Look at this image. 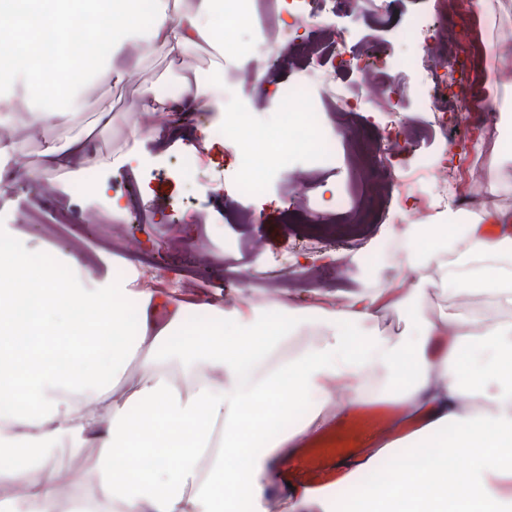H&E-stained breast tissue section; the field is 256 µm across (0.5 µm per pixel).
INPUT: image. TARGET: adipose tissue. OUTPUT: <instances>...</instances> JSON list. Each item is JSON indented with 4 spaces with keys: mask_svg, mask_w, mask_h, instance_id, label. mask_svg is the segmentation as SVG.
<instances>
[{
    "mask_svg": "<svg viewBox=\"0 0 512 512\" xmlns=\"http://www.w3.org/2000/svg\"><path fill=\"white\" fill-rule=\"evenodd\" d=\"M140 0H0V124L11 120L18 82L35 89L25 112L33 129L68 128L64 144L46 142L27 167L80 172L86 150L83 90L42 71L40 39L64 44L78 18L109 19L102 51L85 70L114 84L132 70L128 43L142 55L178 56L224 32V0H190L175 16L138 23ZM153 112L224 109V89L185 78L178 98L146 93ZM410 287L392 281L348 294L322 310L317 342L285 352L281 343L304 325L299 306L236 314L230 336L180 343L187 309L176 297L137 292L119 301L120 280L84 288L31 264L0 235V487L32 485L25 496L1 495L0 512H226L237 498L258 500L273 484L288 446L319 427L336 404L326 387L353 386V401L407 405L426 431L451 442L430 464L405 466L374 487L366 512H512V318L482 319L458 309L461 290L512 307V211L487 209L465 232L442 225L407 231ZM437 290V313L419 301ZM387 309L405 311L410 327L393 338L375 326ZM137 363L138 376L127 368ZM386 372L370 384L371 370ZM310 403L298 425L278 429L289 407ZM80 457L76 482L91 494L60 505L55 484L62 453ZM154 464L139 467L142 457ZM467 466L449 479V464Z\"/></svg>",
    "mask_w": 512,
    "mask_h": 512,
    "instance_id": "ef3b65f1",
    "label": "adipose tissue"
}]
</instances>
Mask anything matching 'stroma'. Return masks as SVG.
<instances>
[{"label": "stroma", "mask_w": 512, "mask_h": 512, "mask_svg": "<svg viewBox=\"0 0 512 512\" xmlns=\"http://www.w3.org/2000/svg\"><path fill=\"white\" fill-rule=\"evenodd\" d=\"M437 7L438 0H362L355 12L313 15L304 0H294L285 12L275 0H257L253 14L226 29L225 45L244 43L250 50L224 56L223 113L201 111L189 138L149 132L140 141L137 160L111 166L109 156L125 149L137 127L145 90L167 95L180 86L168 57L145 58L137 45H128L126 55L138 58L139 65L124 83L85 86L90 147L82 173L49 170L40 181L21 179L13 189L0 190V234L22 243L34 264L53 268L64 279L79 277L70 258L80 257L97 272L91 282L95 288L110 286L113 273L120 272L127 291H139L143 260L163 257L164 290L190 307L182 331L186 337L220 334L224 322L214 313L218 307L230 315L282 300L314 311L389 280L413 281L403 253L372 265L365 255L378 239L401 236L411 226L413 205L434 194L440 171L421 169L420 159L442 152L444 140L434 135L399 151L404 192L394 195L383 223L351 233L341 203L365 201L384 188L377 176L381 125L358 114L354 120L364 129L359 142L336 138L334 90L342 88L369 107L378 86L395 83L401 90L395 120L412 127L427 122L418 95L426 62L402 35L434 20ZM472 22V47L483 66L474 86L483 90L485 101L497 98L512 105V84L492 78L493 70H512V58H497L492 51L494 43L512 41V0H489L487 13L473 14ZM323 28L340 33L345 50L377 44L387 54L373 68L353 70L336 69L328 54L300 55L294 39L317 37ZM300 84L308 85L310 97L298 111H318L323 136L337 140L332 158L314 157L288 143L280 128V93ZM105 105L112 108L107 128L99 122ZM256 127L276 130L288 161L267 168L260 176L261 192L250 195L238 189L239 166L243 144ZM68 136L63 129L31 131L18 119L0 127V142L14 144L23 164L39 162L44 140L62 143ZM188 152L197 157L189 181L181 174ZM128 181L138 187L147 222L137 221V211H109L110 196L123 193ZM61 205L85 216V223L55 224Z\"/></svg>", "instance_id": "obj_1"}]
</instances>
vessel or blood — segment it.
<instances>
[{"instance_id": "vessel-or-blood-1", "label": "vessel or blood", "mask_w": 512, "mask_h": 512, "mask_svg": "<svg viewBox=\"0 0 512 512\" xmlns=\"http://www.w3.org/2000/svg\"><path fill=\"white\" fill-rule=\"evenodd\" d=\"M377 421L369 416L354 417L348 425L333 428L320 439L304 442L299 452L289 460L281 482L305 479L310 488L318 492H330L332 473L337 463L349 456L359 438L377 428Z\"/></svg>"}]
</instances>
